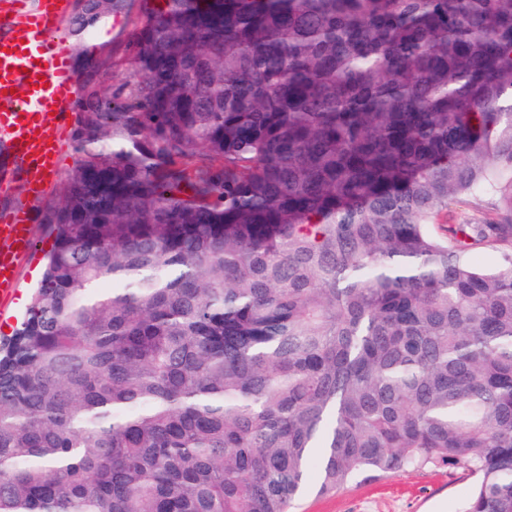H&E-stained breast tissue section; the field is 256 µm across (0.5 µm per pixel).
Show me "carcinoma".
I'll use <instances>...</instances> for the list:
<instances>
[{
    "instance_id": "cac0c4a2",
    "label": "carcinoma",
    "mask_w": 512,
    "mask_h": 512,
    "mask_svg": "<svg viewBox=\"0 0 512 512\" xmlns=\"http://www.w3.org/2000/svg\"><path fill=\"white\" fill-rule=\"evenodd\" d=\"M134 10L0 347V512L441 466L512 512V0H87L74 33ZM465 198L494 220L442 224Z\"/></svg>"
}]
</instances>
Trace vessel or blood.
<instances>
[{
    "instance_id": "vessel-or-blood-1",
    "label": "vessel or blood",
    "mask_w": 512,
    "mask_h": 512,
    "mask_svg": "<svg viewBox=\"0 0 512 512\" xmlns=\"http://www.w3.org/2000/svg\"><path fill=\"white\" fill-rule=\"evenodd\" d=\"M72 0H0V180L40 197L55 172V134L72 102L62 26ZM32 246L26 207L0 217V295L17 288Z\"/></svg>"
}]
</instances>
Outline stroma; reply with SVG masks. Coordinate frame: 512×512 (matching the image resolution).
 <instances>
[{
    "mask_svg": "<svg viewBox=\"0 0 512 512\" xmlns=\"http://www.w3.org/2000/svg\"><path fill=\"white\" fill-rule=\"evenodd\" d=\"M132 22L120 29L88 42H73L71 68L78 86L95 81L110 91H120L131 75L128 40ZM76 112H69L63 130L58 173L47 191L37 200H29L23 186H14L0 195V208L25 205L31 212L33 251L20 268V286L15 295L0 299V340L12 335L25 316L26 298L31 297L44 269L45 257L51 250L43 217L54 205L78 160L75 128ZM317 478L291 508V512H466L475 482L452 467L407 469L380 478L362 474L341 490L320 496Z\"/></svg>",
    "mask_w": 512,
    "mask_h": 512,
    "instance_id": "stroma-1",
    "label": "stroma"
}]
</instances>
